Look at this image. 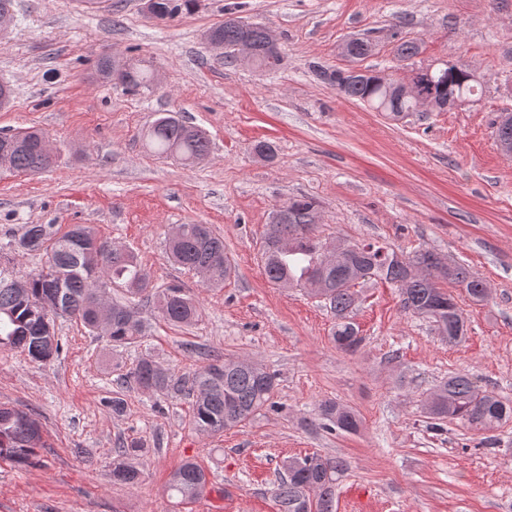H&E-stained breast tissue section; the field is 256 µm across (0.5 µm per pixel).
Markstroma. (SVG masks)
Masks as SVG:
<instances>
[{
    "label": "stroma",
    "mask_w": 512,
    "mask_h": 512,
    "mask_svg": "<svg viewBox=\"0 0 512 512\" xmlns=\"http://www.w3.org/2000/svg\"><path fill=\"white\" fill-rule=\"evenodd\" d=\"M14 2L0 80L15 97L0 110V132L42 130L57 161L35 175L0 167V228L91 225L132 249L156 288L182 287L203 315L183 329L146 308L147 336L120 352L60 318L58 359L0 353V404L33 413L43 441L34 464L0 459V512H276L283 462L313 453L349 464L335 512H512V448L479 447L457 422L431 431L424 414L433 389L458 372L512 401V155L495 139L512 109V0H197L171 23L148 16L142 0ZM231 8L275 34L280 66L225 65L205 34ZM365 35L374 51L361 68L406 81L460 63L479 77L477 95L397 120L346 98L319 73L350 68L341 47ZM401 38L419 44L412 60L396 56ZM102 55L147 61L152 90L126 93L99 77ZM166 112L206 131L204 160L150 151L142 134ZM259 141L275 146L274 161L253 154ZM301 197L318 205L321 238L377 239L468 266L488 294L477 302L451 286L466 338L448 344L403 311L398 288L371 281L356 288L359 350L336 349L329 306L271 284L261 267L273 210ZM180 224L223 236L235 266L223 286L204 287L169 261L166 240ZM216 354L275 371L278 410L200 433L191 398L118 386L113 370L147 358L185 376ZM325 400L356 409L361 430L317 426ZM133 438L146 444L142 476L113 483L112 461ZM186 459L209 479L191 502L166 493Z\"/></svg>",
    "instance_id": "stroma-1"
}]
</instances>
